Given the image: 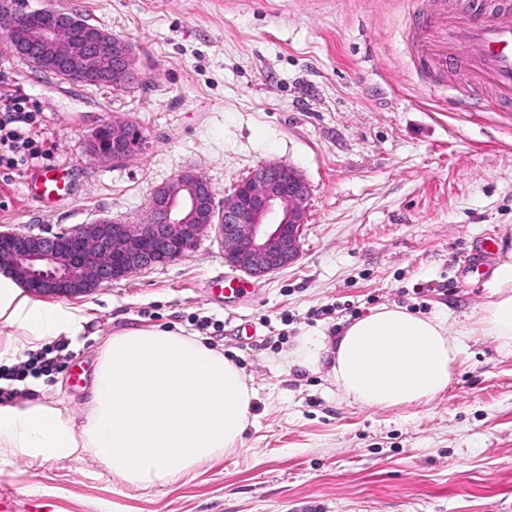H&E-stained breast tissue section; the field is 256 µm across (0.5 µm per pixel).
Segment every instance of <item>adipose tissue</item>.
<instances>
[{
  "label": "adipose tissue",
  "instance_id": "adipose-tissue-1",
  "mask_svg": "<svg viewBox=\"0 0 512 512\" xmlns=\"http://www.w3.org/2000/svg\"><path fill=\"white\" fill-rule=\"evenodd\" d=\"M488 301L473 324L512 346V252L497 260ZM83 309L32 301L0 275V361L46 339L77 336ZM463 347L444 319L383 305L329 341L309 335L290 356L316 370L329 365L342 393L369 408L405 407L442 395ZM255 397L241 370L193 336L156 327L112 335L95 363L82 421L63 402L32 395L0 404V459L33 462L89 454L126 485L166 488L235 448Z\"/></svg>",
  "mask_w": 512,
  "mask_h": 512
}]
</instances>
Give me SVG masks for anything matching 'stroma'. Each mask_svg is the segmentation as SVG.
Segmentation results:
<instances>
[{
  "label": "stroma",
  "mask_w": 512,
  "mask_h": 512,
  "mask_svg": "<svg viewBox=\"0 0 512 512\" xmlns=\"http://www.w3.org/2000/svg\"><path fill=\"white\" fill-rule=\"evenodd\" d=\"M131 42L124 87L72 84L0 39V101L26 97L35 138L70 194L43 204L39 168L0 172V230L41 234L100 217L139 224L154 190L195 169L216 199L259 165L297 169L311 188L298 261L225 298L235 271L214 235L71 305L89 320L44 341L41 397L80 415L100 348L157 326L205 340L254 390L238 448L177 485L127 487L88 455L12 458L0 483L16 512H512V351L477 330L447 391L366 408L327 369L290 363L299 336H340L383 305L438 316L458 332L512 251V111L490 92L424 85L407 41L419 0H29ZM470 95L477 109L457 110ZM137 124L141 151L115 165L85 142ZM30 351L16 359L24 365Z\"/></svg>",
  "instance_id": "1"
}]
</instances>
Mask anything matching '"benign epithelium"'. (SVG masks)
I'll return each instance as SVG.
<instances>
[{
	"label": "benign epithelium",
	"instance_id": "obj_1",
	"mask_svg": "<svg viewBox=\"0 0 512 512\" xmlns=\"http://www.w3.org/2000/svg\"><path fill=\"white\" fill-rule=\"evenodd\" d=\"M32 12L26 0H0L1 21ZM40 15L54 19L34 25L23 41L8 40L12 54L22 57L25 44H36L46 67L65 72L73 84L91 76L110 84L130 81L135 66L130 42L71 14L42 8ZM86 146L101 160L121 163L140 149L141 135L114 121L95 128ZM309 198L303 175L278 162L258 167L219 203L209 183L188 168L153 192L142 224L100 218L47 235L0 232V271L39 297H77L177 261L213 229L234 270L263 277L299 258Z\"/></svg>",
	"mask_w": 512,
	"mask_h": 512
}]
</instances>
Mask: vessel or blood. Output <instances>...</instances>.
I'll return each mask as SVG.
<instances>
[{"instance_id":"vessel-or-blood-1","label":"vessel or blood","mask_w":512,"mask_h":512,"mask_svg":"<svg viewBox=\"0 0 512 512\" xmlns=\"http://www.w3.org/2000/svg\"><path fill=\"white\" fill-rule=\"evenodd\" d=\"M410 38L414 62L424 71L452 76L461 85L489 88L500 105H512V11L484 18L478 5L466 15L451 16L437 0H427L416 18ZM470 54H460V47ZM32 196L61 200L68 194L63 172L53 169L35 178Z\"/></svg>"}]
</instances>
